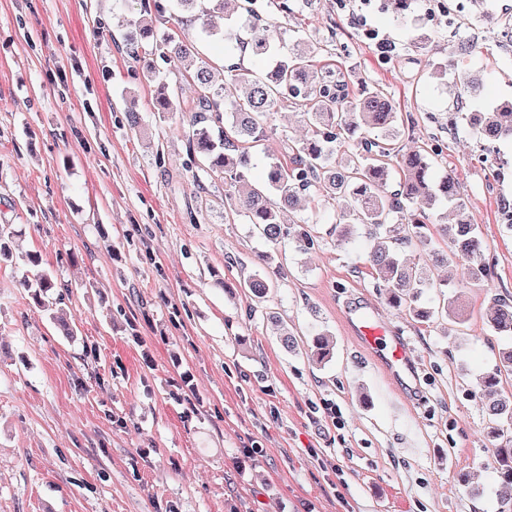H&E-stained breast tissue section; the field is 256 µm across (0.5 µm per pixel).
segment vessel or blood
<instances>
[{"label": "vessel or blood", "mask_w": 512, "mask_h": 512, "mask_svg": "<svg viewBox=\"0 0 512 512\" xmlns=\"http://www.w3.org/2000/svg\"><path fill=\"white\" fill-rule=\"evenodd\" d=\"M353 330L370 348L376 349L387 373L393 378L414 382V362L402 338L394 336L390 326L369 312L359 313Z\"/></svg>", "instance_id": "b4317fda"}]
</instances>
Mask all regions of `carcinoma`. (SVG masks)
Returning <instances> with one entry per match:
<instances>
[{"instance_id": "cac0c4a2", "label": "carcinoma", "mask_w": 512, "mask_h": 512, "mask_svg": "<svg viewBox=\"0 0 512 512\" xmlns=\"http://www.w3.org/2000/svg\"><path fill=\"white\" fill-rule=\"evenodd\" d=\"M413 0H387L388 20L406 24L413 20ZM141 11L164 17L178 11L199 26L200 34L224 43V56L233 57L249 47L256 56L269 58L274 67L266 74L261 68H245L239 63L227 66L230 81L245 85L242 97L230 103L224 112V84H216L217 68L200 56L193 37L185 32L157 35L153 27H141L139 33L125 37L129 56L142 64L143 78L157 85L154 111L171 117L180 111L173 81L156 71L153 61L141 55L142 43L155 42L162 59L176 56L198 89L197 100L188 117L190 163L204 174L199 182L205 207L222 206L221 217L231 221L241 213L252 232L278 245L288 238L298 245L313 243L315 222L292 215L297 198L313 189L325 201L346 197L349 203L340 209L336 245L348 246L364 239L367 268L374 287L386 292L389 306L405 309L420 322H432L455 316L454 301L426 305L420 302L426 288L443 284L425 278L406 266L402 248L415 243H431L432 226L449 239L450 251L443 256L436 250L428 259L439 263L448 258L460 262L469 280L482 283L491 277V265L485 255L479 226L469 215L468 205L457 191L452 172L437 176L435 156L424 149L405 152L399 145L401 131L392 99L380 89L365 87L353 94L336 69L314 70L308 53L296 45L288 56H280L281 38L277 29L261 18L257 0H140ZM477 50L476 43L464 38L448 47V60L431 63L433 74L445 77L448 68L457 72L458 97L475 103L472 112H459L463 120L481 137L512 141V111L478 104L481 83L462 66L464 58ZM301 110L308 128L306 137L286 146V159L270 157L265 181L249 179L252 150L272 130L270 115L282 108ZM351 149L344 161L338 160L342 148ZM449 206L457 222L447 223L434 209ZM11 228L0 224V264L23 267L21 285L38 306L53 310L63 300L64 284L55 272L43 266L38 254L16 256L8 239ZM272 258L261 260L244 278L240 287L248 289L258 303L266 301L275 287L271 274ZM489 324L499 336H512V299L494 295ZM333 337L317 331L308 347L318 363L333 354ZM512 376V347L502 352L500 364L479 376L480 402L494 420L492 437L500 444L494 449L493 467L502 485L512 488V396L505 395L502 379Z\"/></svg>"}]
</instances>
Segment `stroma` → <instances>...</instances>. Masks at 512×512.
<instances>
[{
    "label": "stroma",
    "instance_id": "stroma-1",
    "mask_svg": "<svg viewBox=\"0 0 512 512\" xmlns=\"http://www.w3.org/2000/svg\"><path fill=\"white\" fill-rule=\"evenodd\" d=\"M261 12L319 56L350 89L395 103L401 142L439 148L482 233L494 276L466 283L461 264L428 268L456 298L462 323H421L388 306L364 253L285 249L281 281L255 304L241 267L272 252L246 217L205 210L187 167V123L159 119L154 84L123 50L131 22L157 32L177 18L142 16L135 0H0V224L40 252L70 287L62 309L75 340L35 306L21 273L0 267V512H501L495 442L475 382L512 340L492 335L490 299L512 295V145L457 129L455 78L439 80L389 23L385 0H303L283 20ZM467 0L462 33L479 47L469 69L486 105L512 101V45ZM367 19L366 26L355 16ZM396 45L382 57L370 32ZM139 112L131 133L126 111ZM252 159L306 133L297 109L275 115ZM367 310L408 343L418 382L385 371L350 326ZM293 332L294 351L278 323ZM336 339L311 363L312 328Z\"/></svg>",
    "mask_w": 512,
    "mask_h": 512
}]
</instances>
